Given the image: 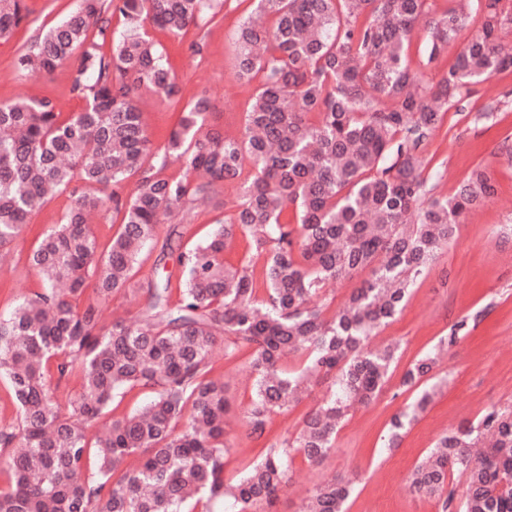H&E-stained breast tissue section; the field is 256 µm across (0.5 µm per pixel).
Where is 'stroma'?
<instances>
[{
  "instance_id": "1",
  "label": "stroma",
  "mask_w": 512,
  "mask_h": 512,
  "mask_svg": "<svg viewBox=\"0 0 512 512\" xmlns=\"http://www.w3.org/2000/svg\"><path fill=\"white\" fill-rule=\"evenodd\" d=\"M26 3L30 11L27 22L8 40L0 41V101L47 98L59 112L80 111L84 103L70 91V66L42 77L20 76L14 66L34 36L65 17L75 0ZM428 6V17L420 18L412 31V65L423 81L435 83L453 64L460 45L450 43L437 61L427 62L428 18L445 12L449 0H428ZM250 8L249 0H224L217 23L189 27L177 37L152 30L181 88L180 97L172 100L163 101L148 93L142 96L143 119L156 143H163L186 101L201 90L208 92L213 104L211 122L228 132L240 129L257 84L238 81L235 76L233 32ZM198 41L206 45L201 57L189 50ZM492 103L497 109L491 120H479V113ZM510 145L512 68L472 85L462 109H449L442 127L424 142L422 151L430 161L425 172L429 198L453 197L476 168L490 173L495 193L465 216L456 237L415 284L403 310L373 337L376 346L399 345L400 357L385 392L371 405L350 411L334 450L321 465L295 461L290 484L276 504L278 512H297L307 490L334 474L356 477L347 512H440L436 501L413 492L408 480L411 470L442 432L477 421L491 405L512 404V155L506 152ZM236 198L234 185L220 183L210 207L193 210L185 217H167L141 257L133 278L137 292L106 303L103 325H110L117 317L135 316L145 305V288L156 274L168 275L172 284H179L180 252L203 241ZM69 204L67 195L54 197L31 215L32 231L11 246L12 262L0 265V314H8L20 295L38 287L28 265L29 254L39 232L60 223ZM465 316L474 318L476 324L448 352L442 367L447 385L403 436L399 447L384 448L391 418L410 400L409 394L398 391L403 372L447 336L454 321ZM214 375L229 385L225 440L231 452L226 474L232 477L260 454L264 443L248 439L243 427V407L249 395L245 357L225 362Z\"/></svg>"
}]
</instances>
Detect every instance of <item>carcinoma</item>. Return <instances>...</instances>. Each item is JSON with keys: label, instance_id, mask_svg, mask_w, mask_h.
Wrapping results in <instances>:
<instances>
[{"label": "carcinoma", "instance_id": "obj_1", "mask_svg": "<svg viewBox=\"0 0 512 512\" xmlns=\"http://www.w3.org/2000/svg\"><path fill=\"white\" fill-rule=\"evenodd\" d=\"M426 2L254 0L267 21L244 17L235 38L238 77L259 79L241 133L209 122L202 90L162 146L142 120L140 92L166 100L179 87L147 27L179 35L209 25L223 0H76L17 58V70L32 76L76 59L70 90L85 107L64 115L48 98L0 102V247L56 195L70 199L29 256L39 287L0 315V380L17 402L0 426V448H12L0 512H197L219 498L233 512H273L295 459L321 464L351 407L382 394L399 347L374 348L371 337L403 309L463 217L494 195L489 173L476 169L453 197L424 201L421 146L468 85L512 67L502 43L512 9L503 0H452L429 21L427 62L471 12L482 15V29L446 75L421 83L410 33ZM115 14L126 24L119 36ZM26 18L25 0H0V39ZM175 160L184 175L162 176ZM131 178L136 191L127 197ZM217 182L237 185V200L207 239L180 254L178 292L161 276L136 317L100 326L101 304L130 291L159 224L211 204ZM102 209L120 218L104 248L89 225ZM238 235L245 252L226 263ZM363 272L339 308L320 300L326 283ZM90 281L96 302L85 305ZM470 327L468 317L456 321L404 371L399 391L413 397L393 418L386 447L447 384L444 352ZM240 355L252 379L244 418L255 441L301 394L323 382L329 394L232 482L227 387L213 373ZM74 379L80 389L63 404L58 390ZM136 388L150 401L112 417L107 436L90 443L87 429ZM410 485L442 512H512V405L442 433ZM354 488L333 475L299 512H346Z\"/></svg>", "mask_w": 512, "mask_h": 512}]
</instances>
